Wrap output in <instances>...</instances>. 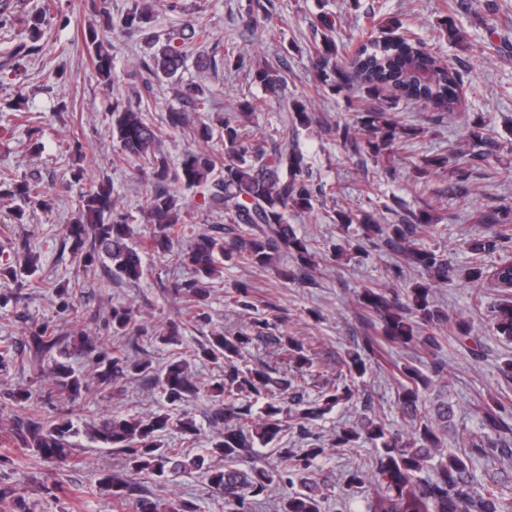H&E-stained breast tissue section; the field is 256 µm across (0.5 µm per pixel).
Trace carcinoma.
<instances>
[{"instance_id": "cac0c4a2", "label": "carcinoma", "mask_w": 512, "mask_h": 512, "mask_svg": "<svg viewBox=\"0 0 512 512\" xmlns=\"http://www.w3.org/2000/svg\"><path fill=\"white\" fill-rule=\"evenodd\" d=\"M47 12L23 20L27 39L20 41L14 55L24 58L38 48L36 42L41 26L47 22ZM247 24L257 27L271 23V15L262 0H250L246 11ZM155 21V9L145 0H132V6L121 19V26L129 32H146ZM327 34L316 52L314 67L321 82L336 88L347 81H355L363 92L362 109L356 124L369 132L364 146L369 155L380 158L404 134L393 115L394 106L387 103L376 107L383 92L393 89L398 97L419 103L437 112H455L461 74L446 65L423 42L414 43L405 38H384L364 45L359 56L344 59L329 32L335 24L321 19ZM206 23H196L175 29L166 38L155 39L158 44L151 62L143 64L148 75L171 82L179 87L181 95L195 100L203 93L197 84L181 83L189 49L195 40L206 36ZM84 41L91 56L98 79L107 87L116 78L113 57L99 39L96 28L84 33ZM252 79L259 83L270 98L284 97L288 73L271 66L258 67ZM110 133L122 154L142 163L137 170L139 190L146 197V222L150 224L149 245L155 252L175 253L180 263L190 271L191 278L174 282L175 294L186 296L201 305L207 295L206 284L217 277L218 258H233L257 268H274L283 279H297L313 264L315 248L297 236L290 221L294 216L313 208L316 191L305 177L307 162L298 149L297 137L302 128L311 123L307 105L295 100L279 113L275 135L269 148L253 144L254 131L235 119L224 118V152L212 146L183 154L179 167L170 168L167 160L156 156L162 128L143 117L142 111L129 103L115 101L111 107ZM171 182H180L185 188H208V207L224 214V233L229 240L208 232L195 235L190 246L174 252L176 241L183 235L188 219L181 215L174 195L168 189ZM15 194L32 208L45 209L49 201L38 185L21 182L14 187ZM83 202L73 222L67 225V235L74 247L81 251L87 267L109 261L113 276L137 281L144 276L145 262L142 250L128 243L127 217L117 210L108 185H99L82 195ZM431 206L410 216H401L399 224H381L364 211L351 209L339 213L344 224H358L362 239L368 243L378 240L397 253L402 262L418 272L420 280L404 292L388 290L379 284L364 285L355 294L358 305L375 319L377 334L366 336L363 344L350 353L345 363L348 372L360 373L365 368V357L384 345L437 349L439 339L446 337L462 343L470 338L469 324L463 319H452L435 308L432 288L447 283L458 275L451 253L431 248L424 237L435 229ZM512 212L505 210L487 217L486 235L472 239L468 249L481 254L495 248L496 240L507 228L504 221ZM291 256L296 270L280 266L281 258ZM37 260L31 255L15 259L0 255V276L14 280L19 276L35 274ZM469 282L497 288L501 301L490 308V318L496 332L512 339V260H501L490 266L475 264L465 272ZM114 332L136 336L145 332L140 315L132 307L113 308L109 320ZM257 338L271 345H280L299 367H312V358L303 345L286 335H263ZM254 340L247 333L236 335L218 333L202 345L200 354L215 363L224 364V379L210 388L214 401L208 420L212 434L202 453L188 456L178 448H167L159 439V432L174 425L191 439H197L199 427L189 413L172 418L159 413L148 419L108 416L85 424L86 432L103 445L123 453L127 472L109 473L102 478L112 497L124 504H135L134 512H157L152 500L134 494L132 476L191 474L205 470L207 482L224 493V505L229 512H254L258 497L268 494L276 485L288 490L280 512H321L324 496L307 486V476L317 460L325 455L326 447L313 443L299 452L291 448L278 449L283 466L273 471L252 467L247 471L237 467L251 450L265 447L284 431L287 420L296 422L300 430L353 397L350 386L338 382L325 390L318 402L305 400L295 380L274 378L264 368H241L237 360ZM65 339L43 326L30 333L29 351L39 358L54 348L64 346L61 356L49 366V374L61 397L72 400L89 390L86 378L68 364L67 356L75 350L81 354L95 351L93 343L78 339L63 345ZM404 378L399 396L401 418L410 424L412 435L386 428L385 424L364 418L359 424L336 430L333 448H352L360 443L371 445L376 452V475L379 488L366 504L364 512H512V498L493 487L480 486L469 479L472 459L495 460L512 457V400H498L486 410L482 427L484 434L455 440L461 454L445 453L442 439L449 434L453 411L446 402L426 405L423 391L432 381L444 377L443 362L431 366V374L415 366L399 367ZM135 380H148L159 387L171 405H186L196 398L201 387L189 376L187 363L173 358L161 370L147 360H133L125 346L117 345L109 352L98 354L97 388L109 389L116 375ZM266 399L257 417L251 406L240 403L241 397ZM9 400L20 411L16 419L14 437L18 447L26 448L46 460L61 464L72 456L70 438L78 434L70 420H61L45 414L31 394L20 389L9 395ZM366 473L355 467L347 475L342 491L353 497L363 489Z\"/></svg>"}]
</instances>
